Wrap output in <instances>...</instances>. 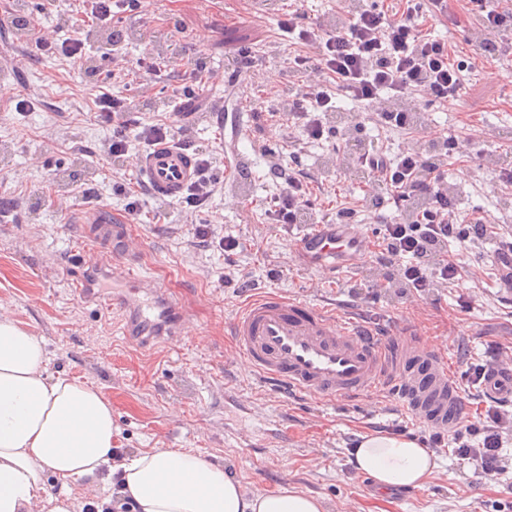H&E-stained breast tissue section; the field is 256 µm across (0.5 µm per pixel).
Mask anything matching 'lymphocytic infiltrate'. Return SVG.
<instances>
[{"label": "lymphocytic infiltrate", "instance_id": "f902f5d3", "mask_svg": "<svg viewBox=\"0 0 512 512\" xmlns=\"http://www.w3.org/2000/svg\"><path fill=\"white\" fill-rule=\"evenodd\" d=\"M469 2L477 21L476 46L489 51L500 32L512 26V15L488 8L487 0ZM430 15L421 0H404L403 8L392 14L368 6L348 10L336 26L319 19L302 25L293 14L281 20L282 30L303 47L289 58L288 67L303 74L304 82L289 85L287 95L279 100L299 130L300 145L289 153L288 176L267 210L273 224L311 221L301 147L339 137V151L350 155L353 169L367 178L368 197L387 198L405 213V220L383 225L376 263L389 270L388 286L420 298L460 276L461 265L446 249L450 238L480 241L485 236L483 219L459 223L455 198L447 186L449 155H470L472 139L432 131L428 140L438 145V154L413 146L392 160L377 149L352 148L351 134L359 129V122L338 127L329 124L327 116L336 110L332 92L339 89L366 103L380 123L410 130L414 127L411 116L396 107V100L420 93L442 103L458 96L464 65L450 61L445 42L422 35L421 27ZM33 45L39 54H60L78 65L88 59L84 37L65 17L58 19L52 32L35 35ZM95 105L97 120L112 129L101 152L111 160L114 174H121L148 148L173 143L195 151L200 161V176L180 201L185 211L201 212L222 188V173L198 149L183 113L148 123L131 102L108 91L98 94ZM511 427L512 402L487 401L482 419L460 423L454 430V453L459 459L479 463L485 474L506 471L512 467V458L501 452L502 432Z\"/></svg>", "mask_w": 512, "mask_h": 512}]
</instances>
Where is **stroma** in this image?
Segmentation results:
<instances>
[{"instance_id": "stroma-1", "label": "stroma", "mask_w": 512, "mask_h": 512, "mask_svg": "<svg viewBox=\"0 0 512 512\" xmlns=\"http://www.w3.org/2000/svg\"><path fill=\"white\" fill-rule=\"evenodd\" d=\"M278 11L257 24L244 18V0H152L145 11L122 13L120 25L140 33L108 49L91 40L87 51L96 69L78 68L53 55L26 60L28 41L15 30L0 29V49L18 58L8 75L0 74V168L8 169V189L18 203L13 223H0V312L9 315L48 350L47 372L94 384L112 404L114 443L130 455L150 448H182L221 463L246 490L274 491L288 485L321 499L326 512H512V468L498 475L482 473L475 462L458 459L451 447L436 449L440 467L419 488H379L350 461L361 437L402 429L415 440L428 428L407 418L396 399L370 393L350 403L301 400L260 387L246 359L224 334V323L243 300L240 283L258 291H275L309 304L350 307L378 330L393 320L412 325L448 358L454 375L469 367L492 364L496 355H512V294L495 284L489 256L497 240L512 235V207L502 204L498 167L512 158V32L499 50L481 54L474 47L475 19L466 0H448L445 19H427L423 34L444 41L452 61H466L459 101L432 103L415 96L414 109L424 116V130L409 132L366 122L358 138L387 155L423 142L425 130L450 137L480 136L485 154L448 160V184L460 205L461 222L484 218L486 240L452 239L448 253L458 259L462 275L454 284L419 299L397 297L384 287L386 271L372 270L371 254L380 243L381 225L398 219L390 207L366 206L363 179L332 167L334 140L307 145L302 159L310 172L309 198L318 220L350 207L369 252L357 268L330 274L304 270L293 240L305 225L269 223V199L279 182L270 176L272 161L287 153L297 132L280 111L276 96L288 81L287 60L300 47L279 21L289 13L302 22L335 15L339 0H279ZM33 30L53 26L68 16L76 28L97 29L99 22L82 0H28ZM248 51L253 77L240 92L242 111L266 102L270 115L263 130L241 137L238 149L249 158L236 181L239 195L217 193L201 217L211 225L207 242L193 235L191 217L174 202H161L143 191L135 167L114 177L106 158L76 154L75 146L99 147L111 128L94 117L99 88L142 106L147 122L165 119L179 101L178 67L168 65L170 52L184 58H207L217 79L193 82L192 111L198 145L216 161L224 159V129L206 120L211 96L224 91L225 79L240 67ZM153 57L160 75L152 85L134 63ZM129 63L113 79V58ZM34 100V109L18 113L16 95ZM94 184L99 201L124 211L137 201L129 249L139 258L143 276L176 292L191 317L183 335L141 347L123 336L111 309L97 306L77 289L73 277L87 247L72 242L75 222L83 214L76 202V182ZM72 200L63 210L60 198ZM236 238L239 247L225 259L219 242ZM282 277L273 279L269 269Z\"/></svg>"}]
</instances>
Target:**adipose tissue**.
Segmentation results:
<instances>
[{"instance_id":"1","label":"adipose tissue","mask_w":512,"mask_h":512,"mask_svg":"<svg viewBox=\"0 0 512 512\" xmlns=\"http://www.w3.org/2000/svg\"><path fill=\"white\" fill-rule=\"evenodd\" d=\"M46 349L0 314V512H74L72 488L113 474L137 512H323L295 488L245 492L221 464L188 450L152 448L113 459L112 405L95 387L46 374ZM380 487H419L439 466L412 439L365 437L352 451ZM59 483L46 487L47 477Z\"/></svg>"}]
</instances>
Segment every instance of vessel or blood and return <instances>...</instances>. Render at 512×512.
Masks as SVG:
<instances>
[{"instance_id":"obj_1","label":"vessel or blood","mask_w":512,"mask_h":512,"mask_svg":"<svg viewBox=\"0 0 512 512\" xmlns=\"http://www.w3.org/2000/svg\"><path fill=\"white\" fill-rule=\"evenodd\" d=\"M138 172L153 196L174 201L194 182L198 164L188 152L163 145L139 156ZM131 233L128 218L101 212L87 215L81 227L83 238L108 248L122 270L128 292L113 301L112 309L122 316L123 336L146 347L159 328L181 333L187 312L167 288L137 275ZM365 250L352 224H321L294 243L303 261L332 271L351 264ZM492 265L500 286L512 292V242L494 251ZM143 292L152 294L151 302L140 301ZM224 332L256 380L270 390L332 403L390 390L407 413L438 431L453 429L463 418L462 392L445 359L411 331H400L388 342L333 305L311 306L265 293L249 297L225 322ZM483 389L492 397H512V371L491 367Z\"/></svg>"}]
</instances>
